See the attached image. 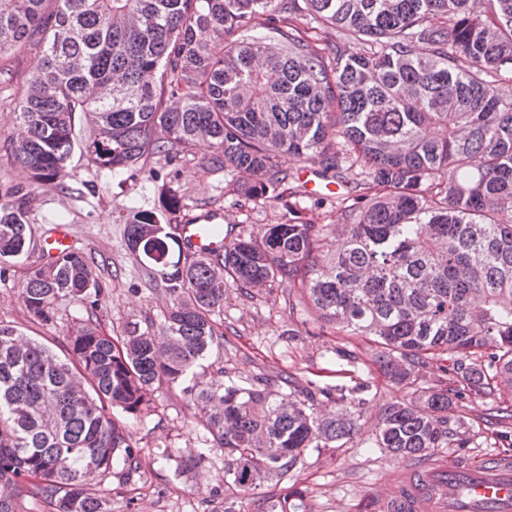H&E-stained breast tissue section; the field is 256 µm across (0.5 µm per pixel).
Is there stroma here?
Listing matches in <instances>:
<instances>
[{"instance_id":"1","label":"stroma","mask_w":512,"mask_h":512,"mask_svg":"<svg viewBox=\"0 0 512 512\" xmlns=\"http://www.w3.org/2000/svg\"><path fill=\"white\" fill-rule=\"evenodd\" d=\"M35 59L36 49L29 46L17 50L6 67L0 68L2 184L26 180L12 165L10 154L19 121L16 88L26 81ZM211 152L208 143H199L160 181L149 176L150 171L164 168L157 158H148L140 170L113 172L96 168L83 150H75L67 168L66 189L31 188V253L28 262L0 266V322L17 326L59 354L66 336L89 321L119 338L145 322H161L169 297L159 270L145 267L126 247L129 209L157 207L159 188L165 183L182 199L178 215L182 223L199 219L212 224H274L282 219L276 202L240 205L223 169L207 164ZM60 224L69 227L73 248L92 258L102 285L100 301L92 310L60 298L52 322L35 323L19 293L28 263L45 262L40 245ZM306 318L305 312L289 308L283 289L252 299L228 290L217 318L224 337L198 367L200 379H209L220 370L236 383L248 385L263 376L285 394L311 382L332 384L341 376L365 380L371 385L363 407L368 421L384 405L405 396V389L381 373L371 344L328 328L315 331ZM340 349L348 352V359H337ZM129 431L137 444L139 469L128 476L116 470L93 481L104 512H224V454L213 448L183 385L160 386L153 410L130 421ZM199 453L204 460L196 471L177 472V457ZM406 464V459L362 441L344 448L311 449L302 455L287 482H271L256 494L238 495L235 508L237 512H265L268 498L283 495L291 485L303 490L306 512H367L368 504L402 474Z\"/></svg>"}]
</instances>
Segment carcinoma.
Masks as SVG:
<instances>
[{
    "label": "carcinoma",
    "instance_id": "carcinoma-1",
    "mask_svg": "<svg viewBox=\"0 0 512 512\" xmlns=\"http://www.w3.org/2000/svg\"><path fill=\"white\" fill-rule=\"evenodd\" d=\"M46 2L0 0V60L42 48L11 150L28 184L0 186L1 264L30 250L28 186H64L79 144L115 171L148 156L174 166L207 142L208 164L252 177L238 184L244 203L281 201L289 218L213 224L224 248L197 255L163 185L157 208L126 218L129 251L162 260L171 306L159 326L119 341L89 322L61 358L0 322V512H17L28 485L51 512H101L94 477L138 469L127 420L187 379L224 451V512L304 452L356 442L366 381L282 395L262 377L199 380L230 288H284L291 308L378 348L383 374L415 395L380 410L374 447L419 457L475 444L483 431L448 416L453 398L512 397V0ZM313 23L336 41L309 35ZM283 155L301 167L280 169ZM304 171L336 192L307 191ZM306 197L336 199V222L303 219ZM100 296L94 262L73 249L31 265L20 292L37 322L61 297L94 309ZM430 364L443 379L417 386ZM301 508L288 490L267 512Z\"/></svg>",
    "mask_w": 512,
    "mask_h": 512
}]
</instances>
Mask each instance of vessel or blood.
<instances>
[{"instance_id":"obj_1","label":"vessel or blood","mask_w":512,"mask_h":512,"mask_svg":"<svg viewBox=\"0 0 512 512\" xmlns=\"http://www.w3.org/2000/svg\"><path fill=\"white\" fill-rule=\"evenodd\" d=\"M182 240L206 252L222 247L203 225L187 224ZM383 512H512V460L489 457L472 463L449 461L436 467L429 458L408 465L385 492Z\"/></svg>"}]
</instances>
